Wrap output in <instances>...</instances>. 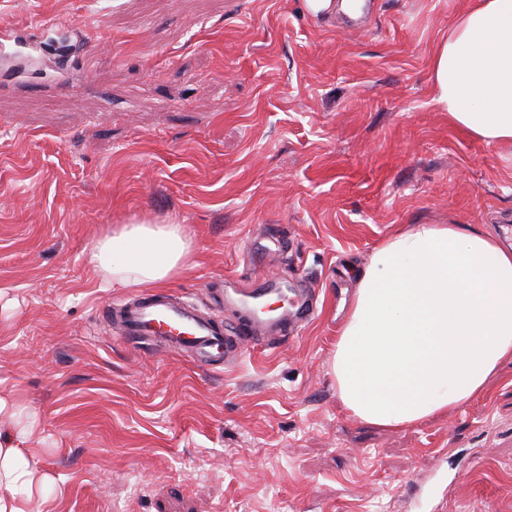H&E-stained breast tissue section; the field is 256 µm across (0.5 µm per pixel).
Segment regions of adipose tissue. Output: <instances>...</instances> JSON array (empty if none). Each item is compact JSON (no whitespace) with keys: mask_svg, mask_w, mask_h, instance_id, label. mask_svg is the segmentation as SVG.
I'll use <instances>...</instances> for the list:
<instances>
[{"mask_svg":"<svg viewBox=\"0 0 512 512\" xmlns=\"http://www.w3.org/2000/svg\"><path fill=\"white\" fill-rule=\"evenodd\" d=\"M435 102L471 135L512 144V0L458 15L432 59ZM179 224H122L90 262L106 288H159L193 260ZM512 361V251L463 224H415L381 241L358 274L336 336L343 408L402 428L480 395ZM22 449L0 446V512H28Z\"/></svg>","mask_w":512,"mask_h":512,"instance_id":"1","label":"adipose tissue"}]
</instances>
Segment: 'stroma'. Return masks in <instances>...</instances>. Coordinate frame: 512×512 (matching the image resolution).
Wrapping results in <instances>:
<instances>
[{
  "label": "stroma",
  "instance_id": "obj_1",
  "mask_svg": "<svg viewBox=\"0 0 512 512\" xmlns=\"http://www.w3.org/2000/svg\"><path fill=\"white\" fill-rule=\"evenodd\" d=\"M479 0H0V428L41 512H512V362L405 428L349 415L330 370L356 274L408 224L512 247V146L454 126L432 56ZM181 224L165 292L224 324L217 280L313 288L321 317L211 368L128 343L94 241Z\"/></svg>",
  "mask_w": 512,
  "mask_h": 512
}]
</instances>
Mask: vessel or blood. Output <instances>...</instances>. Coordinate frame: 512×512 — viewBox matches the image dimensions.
I'll use <instances>...</instances> for the list:
<instances>
[{
  "label": "vessel or blood",
  "instance_id": "b4317fda",
  "mask_svg": "<svg viewBox=\"0 0 512 512\" xmlns=\"http://www.w3.org/2000/svg\"><path fill=\"white\" fill-rule=\"evenodd\" d=\"M236 302L246 326L234 332L170 296L122 301L104 308L103 317H119L127 342L157 344L211 367L241 357L248 337L265 336L270 329L283 336L291 334L312 320L316 311L308 291L277 288L264 278L255 280Z\"/></svg>",
  "mask_w": 512,
  "mask_h": 512
}]
</instances>
